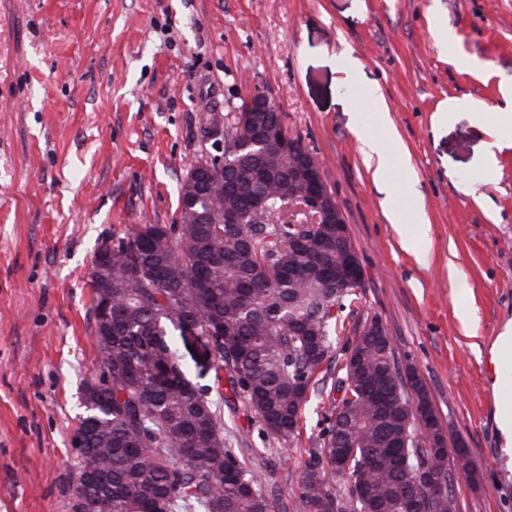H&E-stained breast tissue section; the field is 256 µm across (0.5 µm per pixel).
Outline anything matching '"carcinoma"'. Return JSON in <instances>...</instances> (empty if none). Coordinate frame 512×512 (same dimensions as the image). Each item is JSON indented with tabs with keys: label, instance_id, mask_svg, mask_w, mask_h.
Wrapping results in <instances>:
<instances>
[{
	"label": "carcinoma",
	"instance_id": "cac0c4a2",
	"mask_svg": "<svg viewBox=\"0 0 512 512\" xmlns=\"http://www.w3.org/2000/svg\"><path fill=\"white\" fill-rule=\"evenodd\" d=\"M246 113L224 115V205L242 211L267 198L248 224H141L112 243L102 295L88 277L101 370L86 399H106L105 420L79 421L77 470L87 476L73 512H272L273 499L224 441L208 391L181 364L188 325L214 357V384L229 389L264 430L292 443L313 379L333 347L336 310L356 295L336 285V225L283 219L297 187L290 159L269 144L240 155ZM112 300L108 321L99 309ZM345 393L332 406L301 476L294 512H456L448 448H426L418 433L436 418L416 373L400 371L375 318L355 337ZM342 481L348 498L336 496Z\"/></svg>",
	"mask_w": 512,
	"mask_h": 512
}]
</instances>
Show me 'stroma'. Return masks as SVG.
<instances>
[{"label":"stroma","instance_id":"obj_1","mask_svg":"<svg viewBox=\"0 0 512 512\" xmlns=\"http://www.w3.org/2000/svg\"><path fill=\"white\" fill-rule=\"evenodd\" d=\"M345 55L363 86L345 83ZM409 169L378 191L363 137ZM323 168L363 270L339 310L293 444L219 404L224 435L291 506L366 321L414 368L449 445L457 512H512V439L485 356L512 328V0H0V512H72L81 388L99 377L88 273L136 224H173L190 164L224 151V115L255 86ZM388 126V127H389ZM421 211L416 260L389 209ZM464 278L453 292L448 270Z\"/></svg>","mask_w":512,"mask_h":512}]
</instances>
